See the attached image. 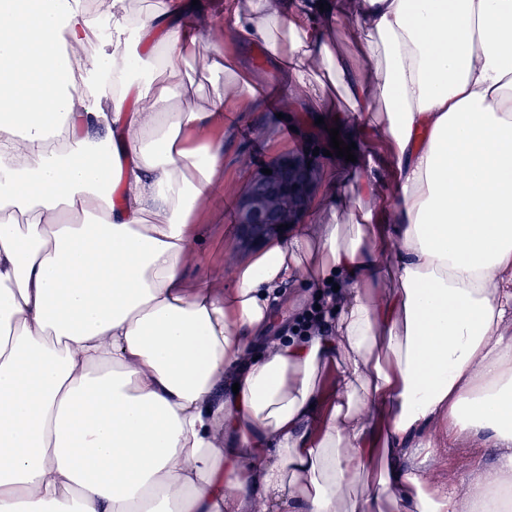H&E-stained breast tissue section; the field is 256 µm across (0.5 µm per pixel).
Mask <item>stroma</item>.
I'll return each mask as SVG.
<instances>
[{"mask_svg": "<svg viewBox=\"0 0 512 512\" xmlns=\"http://www.w3.org/2000/svg\"><path fill=\"white\" fill-rule=\"evenodd\" d=\"M224 0H199L188 7L185 21L205 18L207 25L200 32L201 45L190 57L188 71L197 86L207 87L205 57L210 44L222 39ZM301 90L279 92L277 85L256 88L255 103L248 110H240L235 99H228L225 111L230 124L224 130V162L219 185L214 196L199 207L195 221L199 241L185 264L186 283L207 279L214 288L223 290L234 284L232 270L244 260L238 249L236 205L253 171L275 158L306 152L310 147L322 149L319 158L318 187L314 200H321L336 170L357 174V159L366 149L358 144L355 161L330 155V135L326 126L317 122V113L292 107L300 98ZM483 461L486 473H493L497 464L494 449L482 447L473 441L449 444L437 456L422 465L428 478L436 483H451L468 472L476 461Z\"/></svg>", "mask_w": 512, "mask_h": 512, "instance_id": "obj_1", "label": "stroma"}]
</instances>
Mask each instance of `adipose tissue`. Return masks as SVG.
<instances>
[{
  "label": "adipose tissue",
  "instance_id": "ef3b65f1",
  "mask_svg": "<svg viewBox=\"0 0 512 512\" xmlns=\"http://www.w3.org/2000/svg\"><path fill=\"white\" fill-rule=\"evenodd\" d=\"M185 10L0 0V512H512V0H224L195 102ZM274 74L385 151L186 286L211 133ZM288 285L326 327L276 334ZM458 439L493 478L404 464Z\"/></svg>",
  "mask_w": 512,
  "mask_h": 512
}]
</instances>
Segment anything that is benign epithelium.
Segmentation results:
<instances>
[{"mask_svg": "<svg viewBox=\"0 0 512 512\" xmlns=\"http://www.w3.org/2000/svg\"><path fill=\"white\" fill-rule=\"evenodd\" d=\"M253 172L237 205L239 248L248 251L283 226L299 223L318 185V157L285 155Z\"/></svg>", "mask_w": 512, "mask_h": 512, "instance_id": "obj_1", "label": "benign epithelium"}]
</instances>
